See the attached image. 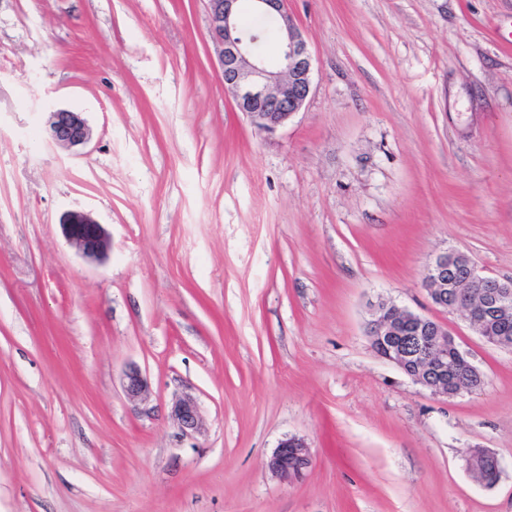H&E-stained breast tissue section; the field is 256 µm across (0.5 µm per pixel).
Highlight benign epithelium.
<instances>
[{
  "label": "benign epithelium",
  "mask_w": 512,
  "mask_h": 512,
  "mask_svg": "<svg viewBox=\"0 0 512 512\" xmlns=\"http://www.w3.org/2000/svg\"><path fill=\"white\" fill-rule=\"evenodd\" d=\"M208 32L218 50L225 89L233 94L238 111L258 131L273 134L300 112L313 89L314 58L301 29L288 11V0H251L257 9L273 15L279 23L277 62L269 64L255 54L241 34L244 0H204ZM90 130L78 112L51 113L46 138L50 143L74 148L85 145ZM60 226L67 243L91 260L103 258L110 248V236L89 214L70 211ZM424 288L432 303L446 311L464 314L482 337L489 334L488 322L512 318V280L482 274L462 252H442L427 266ZM371 345L382 358L394 363L414 382L431 392L448 396V366L466 355L448 326L395 304L374 306L368 324ZM124 391L133 401L147 397L146 378L139 369L125 374ZM173 416L182 432L201 428L195 399L178 400ZM312 464L305 440L288 437L268 458V470L283 481L303 478Z\"/></svg>",
  "instance_id": "7a95c632"
}]
</instances>
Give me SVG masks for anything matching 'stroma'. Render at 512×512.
I'll return each instance as SVG.
<instances>
[{"label": "stroma", "mask_w": 512, "mask_h": 512, "mask_svg": "<svg viewBox=\"0 0 512 512\" xmlns=\"http://www.w3.org/2000/svg\"><path fill=\"white\" fill-rule=\"evenodd\" d=\"M288 9L313 92L268 136L204 0H0V512H512V348L422 283L447 250L512 279V0ZM59 109L84 147L43 138ZM67 211L103 224V261ZM381 301L446 324L483 385L437 395L379 357ZM289 436L295 483L266 467ZM60 226L67 243L91 260L103 258L110 248V236L89 214L70 211L62 215ZM124 391L133 401L144 400L149 392L146 378L139 369L130 368L125 374ZM173 416L182 432L195 433L201 428V415L195 399L185 397L178 400L173 409ZM312 464V453L304 439L288 437L280 442L268 458V470L280 480L302 479Z\"/></svg>", "instance_id": "obj_1"}]
</instances>
